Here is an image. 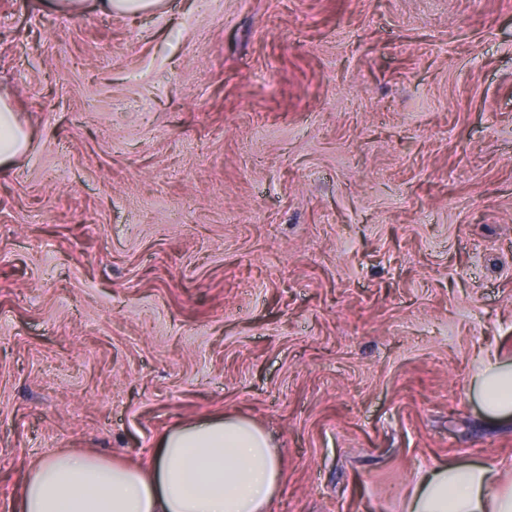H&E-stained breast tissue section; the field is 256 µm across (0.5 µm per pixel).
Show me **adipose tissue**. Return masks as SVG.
<instances>
[{
  "label": "adipose tissue",
  "instance_id": "1",
  "mask_svg": "<svg viewBox=\"0 0 512 512\" xmlns=\"http://www.w3.org/2000/svg\"><path fill=\"white\" fill-rule=\"evenodd\" d=\"M31 134L0 96V167L26 153ZM485 411L512 417V364L483 361L475 374ZM283 483L264 431L241 418L174 427L148 465L62 451L28 471L17 512H269ZM406 512H512V484L491 465L448 463L418 477Z\"/></svg>",
  "mask_w": 512,
  "mask_h": 512
}]
</instances>
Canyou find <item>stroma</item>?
<instances>
[{
	"mask_svg": "<svg viewBox=\"0 0 512 512\" xmlns=\"http://www.w3.org/2000/svg\"><path fill=\"white\" fill-rule=\"evenodd\" d=\"M0 512L32 463L257 423L270 512L512 474V0H0ZM97 8L103 13L138 15L157 9L161 0H97ZM31 133L23 128L8 98L0 96V167H10L28 151ZM485 411L495 417L512 416V364L481 361L475 374Z\"/></svg>",
	"mask_w": 512,
	"mask_h": 512,
	"instance_id": "35a3bbf8",
	"label": "stroma"
}]
</instances>
